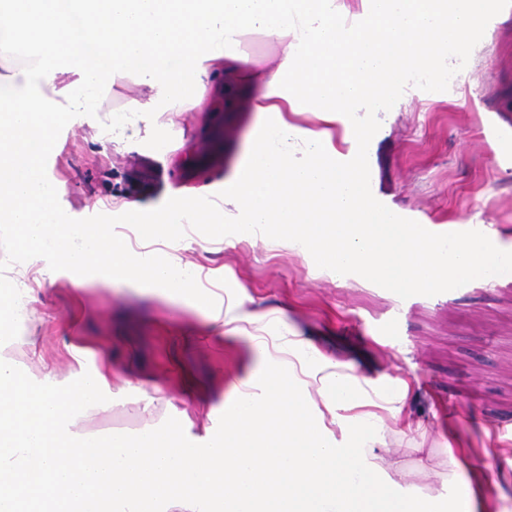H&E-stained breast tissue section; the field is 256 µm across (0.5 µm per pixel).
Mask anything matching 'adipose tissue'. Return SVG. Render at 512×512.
<instances>
[{
    "instance_id": "ef3b65f1",
    "label": "adipose tissue",
    "mask_w": 512,
    "mask_h": 512,
    "mask_svg": "<svg viewBox=\"0 0 512 512\" xmlns=\"http://www.w3.org/2000/svg\"><path fill=\"white\" fill-rule=\"evenodd\" d=\"M490 10L489 0H8L0 68L12 89L0 96V128L12 136L0 143V230L18 251L89 269L92 282L122 277L185 290L186 269L169 259L143 260L106 228L66 221L59 187L42 180L39 163L63 119L99 111L101 92L126 73L166 90L160 100L130 101L131 112L202 110L216 75L226 97L252 90V111L274 119L229 187L241 235L282 224L336 267L358 268L368 280L394 272L398 287L420 293L478 277L477 245L462 231L403 247L387 225L361 221L369 202L363 176L334 164L331 142L285 115L336 121L357 104H387L407 70L440 87L445 60L467 58ZM252 33L277 44L266 67L223 48ZM312 364L329 404L359 405L357 376L319 356ZM448 477L465 484L463 512H496L484 478L465 474L453 456Z\"/></svg>"
}]
</instances>
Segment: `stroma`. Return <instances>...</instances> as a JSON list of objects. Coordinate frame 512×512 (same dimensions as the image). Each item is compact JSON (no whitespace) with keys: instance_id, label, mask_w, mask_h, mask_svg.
<instances>
[{"instance_id":"obj_1","label":"stroma","mask_w":512,"mask_h":512,"mask_svg":"<svg viewBox=\"0 0 512 512\" xmlns=\"http://www.w3.org/2000/svg\"><path fill=\"white\" fill-rule=\"evenodd\" d=\"M447 68L437 96L406 72L405 92L378 111L288 120L330 138L336 163L361 168L387 211L440 229L489 224L496 245L512 250V0H494L468 63ZM151 94L142 79H118L101 111L71 113L56 131L40 173L59 184L71 223L111 226L143 257L169 255L187 269L189 292L84 283L39 257L13 264L7 277L27 285L20 334L37 339L35 351L16 354L19 368L55 385L111 368L108 402L76 416L74 430L138 433L152 398L154 425L172 416L201 440L260 359L252 336L266 337L281 365L316 351L352 368L363 397L400 407L397 418L378 410L369 443L384 481L447 496L454 449L465 471L485 474L499 512H512V276L403 297L304 252L288 228L241 236L229 204L223 234L188 224L176 244L154 239L121 204L148 214L185 193L222 199L266 119L250 111L246 91L230 112L125 111ZM359 126L371 128L368 140L354 136ZM228 309L232 328L216 318Z\"/></svg>"}]
</instances>
